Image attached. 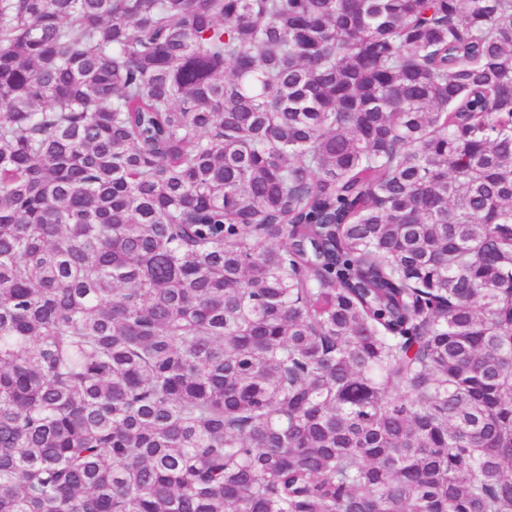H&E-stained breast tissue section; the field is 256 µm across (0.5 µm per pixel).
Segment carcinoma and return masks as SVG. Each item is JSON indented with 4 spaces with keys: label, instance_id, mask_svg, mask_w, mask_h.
Here are the masks:
<instances>
[{
    "label": "carcinoma",
    "instance_id": "obj_1",
    "mask_svg": "<svg viewBox=\"0 0 512 512\" xmlns=\"http://www.w3.org/2000/svg\"><path fill=\"white\" fill-rule=\"evenodd\" d=\"M0 512H512V0H0Z\"/></svg>",
    "mask_w": 512,
    "mask_h": 512
}]
</instances>
